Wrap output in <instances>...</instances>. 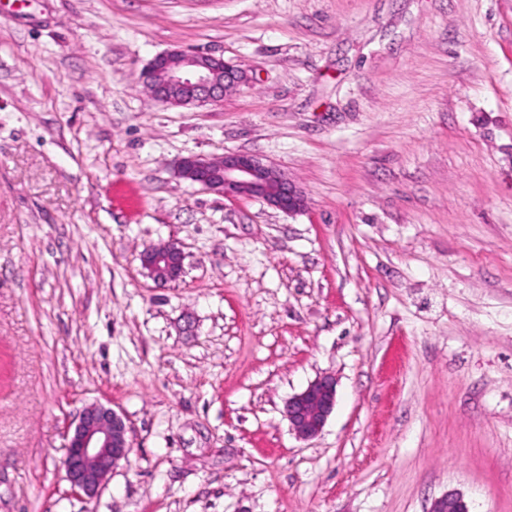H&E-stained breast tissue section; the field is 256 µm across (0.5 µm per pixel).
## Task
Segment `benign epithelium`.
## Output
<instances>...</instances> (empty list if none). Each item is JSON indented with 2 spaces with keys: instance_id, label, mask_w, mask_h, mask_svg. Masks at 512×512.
I'll list each match as a JSON object with an SVG mask.
<instances>
[{
  "instance_id": "obj_1",
  "label": "benign epithelium",
  "mask_w": 512,
  "mask_h": 512,
  "mask_svg": "<svg viewBox=\"0 0 512 512\" xmlns=\"http://www.w3.org/2000/svg\"><path fill=\"white\" fill-rule=\"evenodd\" d=\"M139 79L161 103L201 107L222 102L225 92L247 82L248 77L222 57L174 49L156 55L143 67ZM173 171L226 198L259 199L287 214L301 211L305 204L302 191L283 171L253 155H188L174 162ZM140 260L158 281H175L183 273L184 253L176 242L144 251ZM335 404L334 379L317 378L288 400L285 414L291 430L303 440L316 437ZM65 448L62 467L71 492L92 498L128 459L132 445L124 418L110 407L92 403L80 411ZM430 512H469V508L462 494L449 493L434 500Z\"/></svg>"
}]
</instances>
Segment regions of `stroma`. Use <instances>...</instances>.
Wrapping results in <instances>:
<instances>
[{
    "label": "stroma",
    "instance_id": "stroma-1",
    "mask_svg": "<svg viewBox=\"0 0 512 512\" xmlns=\"http://www.w3.org/2000/svg\"><path fill=\"white\" fill-rule=\"evenodd\" d=\"M246 71L220 104L157 54ZM257 156L286 214L178 178ZM178 242L179 280L141 253ZM336 380L321 433L288 399ZM132 449L94 498L86 404ZM512 512V0H0V512ZM152 97L178 107L217 105L224 93L247 82L237 65L211 54L169 50L156 55L139 74ZM68 434L62 461L71 492L92 498L131 452L124 418L100 403L86 405Z\"/></svg>",
    "mask_w": 512,
    "mask_h": 512
}]
</instances>
